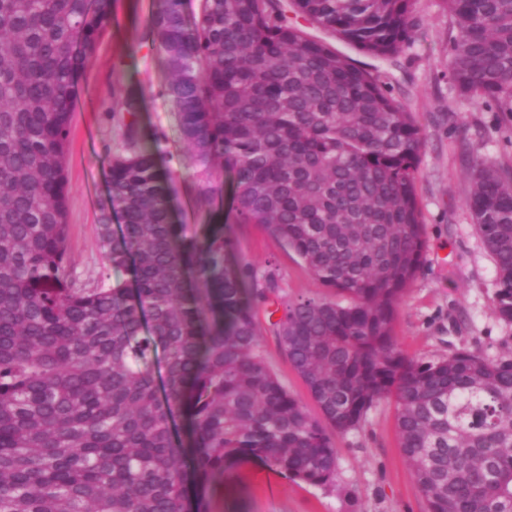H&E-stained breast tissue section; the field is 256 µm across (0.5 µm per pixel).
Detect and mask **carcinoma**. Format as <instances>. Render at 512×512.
Returning a JSON list of instances; mask_svg holds the SVG:
<instances>
[{
    "label": "carcinoma",
    "mask_w": 512,
    "mask_h": 512,
    "mask_svg": "<svg viewBox=\"0 0 512 512\" xmlns=\"http://www.w3.org/2000/svg\"><path fill=\"white\" fill-rule=\"evenodd\" d=\"M445 3L453 88L512 112V0ZM290 12L375 57L397 56L415 28L413 0H199L190 26L182 0H160L149 36L195 203L223 198L230 175L236 220L262 225L334 290L275 323L320 421L263 354L257 310L275 277L244 287L251 267L227 264L224 226L200 237L174 223L135 119L97 210L108 268L134 266L136 288L79 283L66 154L112 0H0V512H206L198 490L242 458L327 486L334 436L381 400L395 404L426 512H512V352L426 360L393 335L425 247L421 130L376 72ZM470 180L465 206L496 265L493 309L512 323V174L476 161Z\"/></svg>",
    "instance_id": "cac0c4a2"
}]
</instances>
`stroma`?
Segmentation results:
<instances>
[{
	"mask_svg": "<svg viewBox=\"0 0 512 512\" xmlns=\"http://www.w3.org/2000/svg\"><path fill=\"white\" fill-rule=\"evenodd\" d=\"M159 0H112V22L87 55L73 106L66 170L70 192L69 247L81 281L95 282L106 247L97 233V201L106 189L109 162L124 143L131 116L114 111V94L139 99L136 118L145 146L159 144L160 165L169 174L176 223L188 231L220 224L232 242L228 261L252 265L256 278L274 275L278 301L332 298L288 246L261 225L239 224L230 201L198 207L196 178L179 124L160 91L169 80L160 50L148 38ZM418 26L395 60L367 55L336 42L357 65L377 70L386 91L404 103L424 136L417 196L425 231L424 261L397 307L393 333L410 355L433 359L467 348L497 358L512 350V323L492 306L493 258L464 205L470 189L468 160L512 169V116L492 100H466L448 76L453 20L444 0H415ZM267 363L313 418L321 413L262 323ZM332 484L315 487L288 479L258 459L225 467L203 492L208 512H425L400 451L393 402H378L363 426L335 438Z\"/></svg>",
	"mask_w": 512,
	"mask_h": 512,
	"instance_id": "1",
	"label": "stroma"
}]
</instances>
